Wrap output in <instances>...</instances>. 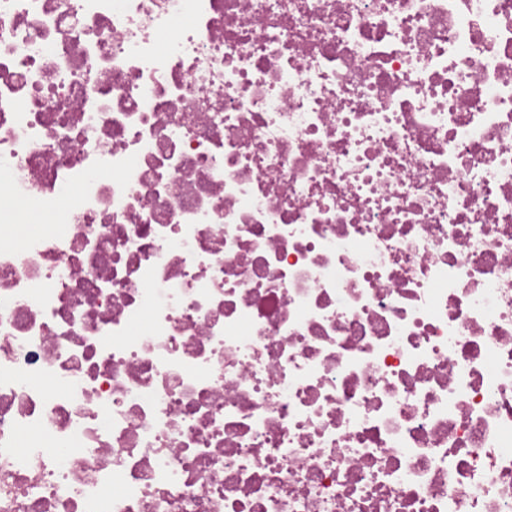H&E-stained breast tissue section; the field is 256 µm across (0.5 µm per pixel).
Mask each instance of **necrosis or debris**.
Wrapping results in <instances>:
<instances>
[{
  "label": "necrosis or debris",
  "instance_id": "1",
  "mask_svg": "<svg viewBox=\"0 0 512 512\" xmlns=\"http://www.w3.org/2000/svg\"><path fill=\"white\" fill-rule=\"evenodd\" d=\"M0 512H512V0H0Z\"/></svg>",
  "mask_w": 512,
  "mask_h": 512
}]
</instances>
